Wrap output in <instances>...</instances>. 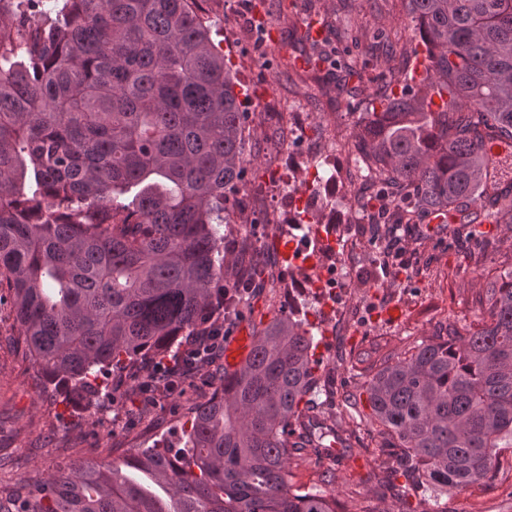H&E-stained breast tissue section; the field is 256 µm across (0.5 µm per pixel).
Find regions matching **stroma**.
I'll return each mask as SVG.
<instances>
[{
	"mask_svg": "<svg viewBox=\"0 0 512 512\" xmlns=\"http://www.w3.org/2000/svg\"><path fill=\"white\" fill-rule=\"evenodd\" d=\"M224 2L202 0L200 8L248 94L244 109L256 115V158L246 167L242 189L264 185L277 192L287 185L315 194L313 168L296 144L283 141L292 113L308 115L306 143L323 142L335 128L337 147L348 152L359 115L348 112L346 101L337 97L332 75L316 77L293 66L302 48L299 37L308 4H315L325 19L329 46H336L337 34H345L350 56L363 70L356 99L364 105L388 91L376 78L377 68L388 62L403 66L411 58L413 24L401 0H240L237 13L226 10ZM341 114L346 117L342 129L337 126ZM370 216L364 210L356 225L332 227L336 251L347 261L348 288L330 300L313 291L304 299L315 326L316 374L339 392L332 406L315 396L309 414L336 431L349 449L343 456L321 459L310 448L291 451L288 484L327 491L339 512H427L423 497L399 499L390 488V451L377 431L356 420L369 413L363 384L383 361L404 355L421 341L465 332L487 318L484 292L491 275L512 271V226L475 224L458 233L451 224L429 220L402 234L391 225L371 223ZM378 234L387 235L396 255L392 266L378 263L368 250L369 237ZM272 258L278 287L252 297L230 331L268 324L281 310L287 290L306 280V273L290 269L280 252ZM351 305L364 309L367 320L335 327V311ZM388 306L402 309V319L374 320V312ZM113 381L110 375L100 378L92 406H69L25 357L12 297L0 289V485L44 479L85 461H110L157 441L177 442L194 408L223 386L224 360L216 358L180 393H160L151 402L131 392L113 396ZM443 507L445 512H512V448L502 451L488 483L445 497Z\"/></svg>",
	"mask_w": 512,
	"mask_h": 512,
	"instance_id": "1",
	"label": "stroma"
}]
</instances>
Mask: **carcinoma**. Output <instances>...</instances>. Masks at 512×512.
Returning a JSON list of instances; mask_svg holds the SVG:
<instances>
[{
  "mask_svg": "<svg viewBox=\"0 0 512 512\" xmlns=\"http://www.w3.org/2000/svg\"><path fill=\"white\" fill-rule=\"evenodd\" d=\"M0 0V288L13 296L25 353L45 383L92 403L98 380L162 362L181 337L240 314L246 285L276 287L235 234L250 163L251 113L198 0ZM424 48L421 80L388 71L400 94L362 113L358 159L381 218L512 224V0H402ZM299 54L362 78L311 36ZM444 94V110L428 97ZM489 319L423 340L365 382L369 424L397 465L440 498L492 478L512 448V272L486 288ZM312 325L290 308L255 331L179 442L0 487V512H336V498L288 486L291 448L335 453L304 418L318 389Z\"/></svg>",
  "mask_w": 512,
  "mask_h": 512,
  "instance_id": "obj_1",
  "label": "carcinoma"
}]
</instances>
